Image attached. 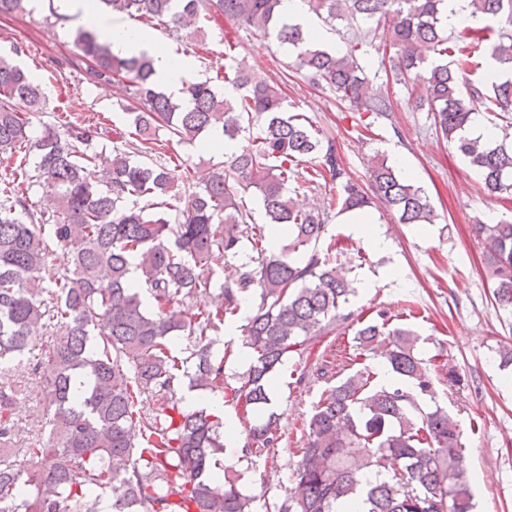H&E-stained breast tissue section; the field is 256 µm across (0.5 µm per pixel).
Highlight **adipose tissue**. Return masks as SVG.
I'll use <instances>...</instances> for the list:
<instances>
[{
    "instance_id": "ef3b65f1",
    "label": "adipose tissue",
    "mask_w": 512,
    "mask_h": 512,
    "mask_svg": "<svg viewBox=\"0 0 512 512\" xmlns=\"http://www.w3.org/2000/svg\"><path fill=\"white\" fill-rule=\"evenodd\" d=\"M114 51L124 54L147 53L153 59L155 81L172 94H180L185 81L191 80L193 72L180 58L160 49L152 34L133 26H114L110 29Z\"/></svg>"
}]
</instances>
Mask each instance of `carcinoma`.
Masks as SVG:
<instances>
[{"mask_svg": "<svg viewBox=\"0 0 512 512\" xmlns=\"http://www.w3.org/2000/svg\"><path fill=\"white\" fill-rule=\"evenodd\" d=\"M325 22L390 24L386 47L394 55V81L412 85L429 64L415 104H427L436 131L479 173L491 196L512 195V144L468 138L470 116L512 112V76L479 87L467 78L475 54L485 50L512 71V0H470L471 17L492 15L502 25H465L448 35V0H304ZM137 20L163 23L175 38L206 40L200 17L227 18L296 50V70L357 107L385 116L389 97L374 90L352 46L343 53L319 48L299 24L282 14V0H88ZM75 57L89 61L84 80L123 81L142 148L163 131L168 140L194 143L235 139L243 130L253 147L234 154L208 176L178 191V178L163 164L133 160L115 147L97 150L98 128L69 122L32 135L30 116L45 109L38 78L0 56V155L34 156V180L55 203L36 213L18 195L15 178L0 181V363L25 367L23 355L38 336L51 345L30 371L41 376L53 409L50 440L22 449L26 462L0 460V501L12 512H98L112 497V512H255V497L223 471L222 418L206 408L189 410L177 396L190 387L224 397L229 390L246 420L242 451L251 458L279 446V417L248 421L271 401L269 385L293 348L303 352L336 324L355 294L327 234L329 213L379 202L400 224H432L435 210L415 181L376 158L368 185L342 167L335 141L299 114L285 115L282 89L224 52L218 95L208 82L183 85L175 99L159 90L145 53L121 54L95 29H79ZM442 56L451 57L445 63ZM313 161L305 183L337 193L319 207L301 209L290 196L294 166ZM260 197L267 223L288 233L275 251L265 227L245 208L248 193ZM146 203L139 204L141 199ZM485 244L484 268L499 309L512 314V219L475 218ZM256 255L221 284V297L195 320L180 304L210 287L214 259H236L243 241ZM61 249L55 287L42 285L41 268ZM140 270L132 283L130 268ZM258 295L241 326L252 361L233 387L224 376V353L215 336ZM188 344L181 348L176 338ZM419 336L388 321L368 322L355 335L361 366L327 387L302 426L300 460L275 512H474L461 438L463 429L436 404L438 379L453 383L455 369L430 367L417 350ZM397 382L376 381L373 361ZM25 386L0 388V447L12 443L10 419ZM435 403L430 408L426 401Z\"/></svg>", "mask_w": 512, "mask_h": 512, "instance_id": "obj_1", "label": "carcinoma"}]
</instances>
